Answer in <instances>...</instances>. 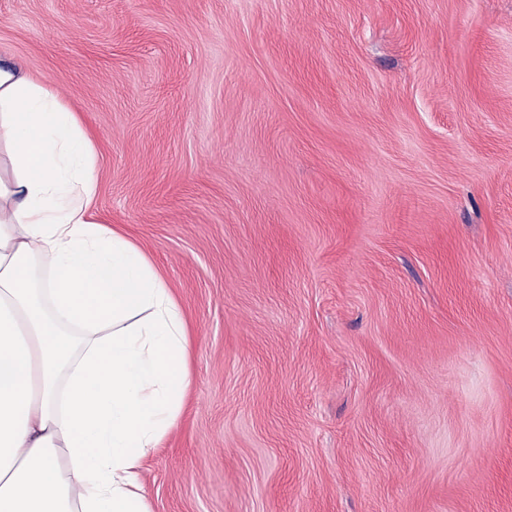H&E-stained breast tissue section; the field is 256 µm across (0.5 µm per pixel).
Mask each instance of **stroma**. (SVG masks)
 <instances>
[{
  "instance_id": "35a3bbf8",
  "label": "stroma",
  "mask_w": 512,
  "mask_h": 512,
  "mask_svg": "<svg viewBox=\"0 0 512 512\" xmlns=\"http://www.w3.org/2000/svg\"><path fill=\"white\" fill-rule=\"evenodd\" d=\"M192 336L152 512H512V0H0Z\"/></svg>"
}]
</instances>
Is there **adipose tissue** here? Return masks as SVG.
<instances>
[{"instance_id": "1", "label": "adipose tissue", "mask_w": 512, "mask_h": 512, "mask_svg": "<svg viewBox=\"0 0 512 512\" xmlns=\"http://www.w3.org/2000/svg\"><path fill=\"white\" fill-rule=\"evenodd\" d=\"M0 512H151L147 456L192 383L183 313L92 221L95 156L46 83L0 65Z\"/></svg>"}]
</instances>
